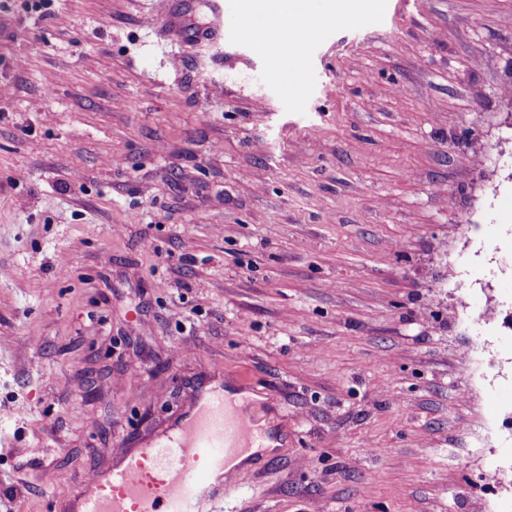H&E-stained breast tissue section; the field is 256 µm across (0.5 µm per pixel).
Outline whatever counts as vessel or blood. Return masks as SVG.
Wrapping results in <instances>:
<instances>
[{
    "mask_svg": "<svg viewBox=\"0 0 512 512\" xmlns=\"http://www.w3.org/2000/svg\"><path fill=\"white\" fill-rule=\"evenodd\" d=\"M267 445L246 406L228 402L216 382L200 391L173 433L93 473L72 493L66 512H209L215 489L231 484V461Z\"/></svg>",
    "mask_w": 512,
    "mask_h": 512,
    "instance_id": "b4317fda",
    "label": "vessel or blood"
}]
</instances>
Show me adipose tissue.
Masks as SVG:
<instances>
[{
    "mask_svg": "<svg viewBox=\"0 0 512 512\" xmlns=\"http://www.w3.org/2000/svg\"><path fill=\"white\" fill-rule=\"evenodd\" d=\"M238 9L246 23V33H263L264 46L274 54L287 55L288 71L284 75V80L289 92H296V74L302 64L296 46L303 31L312 32L322 27V19L299 12L294 14L292 23H284L282 0H239Z\"/></svg>",
    "mask_w": 512,
    "mask_h": 512,
    "instance_id": "obj_1",
    "label": "adipose tissue"
}]
</instances>
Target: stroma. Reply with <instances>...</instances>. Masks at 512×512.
I'll return each mask as SVG.
<instances>
[{
  "label": "stroma",
  "mask_w": 512,
  "mask_h": 512,
  "mask_svg": "<svg viewBox=\"0 0 512 512\" xmlns=\"http://www.w3.org/2000/svg\"><path fill=\"white\" fill-rule=\"evenodd\" d=\"M32 2L0 0V512L217 376L278 445L212 512H512V0L326 23L296 95L208 0Z\"/></svg>",
  "instance_id": "35a3bbf8"
}]
</instances>
